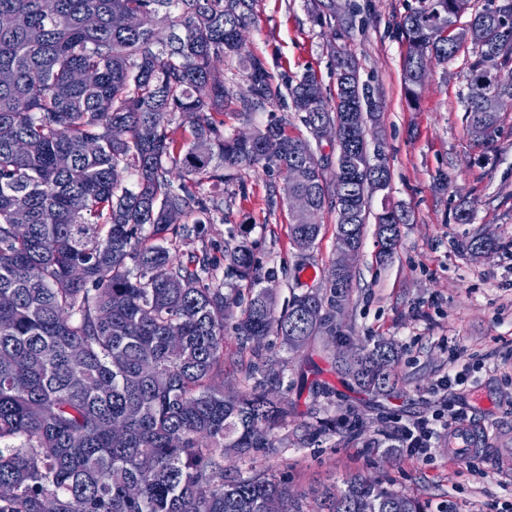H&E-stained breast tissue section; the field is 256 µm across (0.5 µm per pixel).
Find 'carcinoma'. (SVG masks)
Listing matches in <instances>:
<instances>
[{
  "label": "carcinoma",
  "instance_id": "carcinoma-1",
  "mask_svg": "<svg viewBox=\"0 0 512 512\" xmlns=\"http://www.w3.org/2000/svg\"><path fill=\"white\" fill-rule=\"evenodd\" d=\"M256 0H0V512H309L288 481L265 470L230 474L227 462L282 448L288 425L285 368L249 364L248 391H224V328L245 351L271 336L291 349L336 333V298L294 294L277 310L272 268L261 271L245 241L222 252L182 254L179 239L204 240L224 199L226 169L277 167L309 208L331 206L324 165L309 139L282 122L241 141L224 129V111L246 120L282 97L265 62L238 37L254 22ZM471 0H415L398 27L407 43L403 80L418 95L416 55L438 62L463 49L453 25ZM151 14L153 27L116 28L112 17ZM88 16L97 22L89 27ZM469 124L486 119L492 100L512 92L488 78L512 68V0H486L471 14ZM239 58L246 85L237 93L212 81L217 61ZM336 87L316 73L286 86L309 133L340 124L369 153L364 127L348 132L349 112L376 115L379 104L343 47L333 50ZM65 87L69 96L56 97ZM182 125L171 127L175 117ZM279 139L271 157L264 143ZM97 144L93 153L84 145ZM134 176L130 183L124 173ZM178 175L179 183L171 180ZM363 168L336 171L335 193L358 209L336 233L361 237L369 221L360 202ZM180 209L192 224H166ZM388 203L377 224H402ZM150 233H145V229ZM321 225L293 217L298 249L314 245ZM244 282L239 289L214 283ZM396 352L380 342L339 357L344 374L374 395L399 390ZM309 440L336 432V419L309 415ZM332 485L316 512H429L428 504L360 476Z\"/></svg>",
  "mask_w": 512,
  "mask_h": 512
}]
</instances>
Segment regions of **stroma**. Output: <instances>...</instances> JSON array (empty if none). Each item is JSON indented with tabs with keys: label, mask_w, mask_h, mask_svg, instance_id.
Listing matches in <instances>:
<instances>
[{
	"label": "stroma",
	"mask_w": 512,
	"mask_h": 512,
	"mask_svg": "<svg viewBox=\"0 0 512 512\" xmlns=\"http://www.w3.org/2000/svg\"><path fill=\"white\" fill-rule=\"evenodd\" d=\"M335 16H323L319 0H256L255 22L244 33L245 50L267 63L272 83L285 87L314 70L332 87L333 29L356 58L360 76L382 110L369 131L390 166L389 195L410 221L399 244L377 263L374 224L352 260V284L334 338L326 347L291 351L276 338L262 344L265 357L284 361L289 372L305 369L310 383L329 387L331 398H314L309 386L291 385L292 422L312 405L326 407L338 426L349 409L360 412L350 433L329 434L309 444L288 439L281 454L258 452L253 464L287 479L295 494L310 495L328 480L360 475L384 487L428 501L433 512H512V467L498 449L512 448V104L502 103L492 136H476L464 117L468 54L430 62L416 104H408L402 83L406 43L398 28L414 0H335ZM277 168L233 170L221 185L224 210L208 227L215 252L248 240L265 268L278 271L279 305L292 294L325 288L336 260L334 209L321 211L322 229L305 272L295 270L297 251L289 232L292 217ZM472 220L457 223L459 209ZM493 236L495 253L475 254L472 238ZM386 341L398 351L400 396L384 399L348 388L327 358L329 349L373 346ZM462 386L442 390L447 375ZM464 413L487 429L493 450L472 462L449 459L448 435L438 434L430 460L389 452L394 426L421 417L447 424Z\"/></svg>",
	"instance_id": "obj_1"
}]
</instances>
